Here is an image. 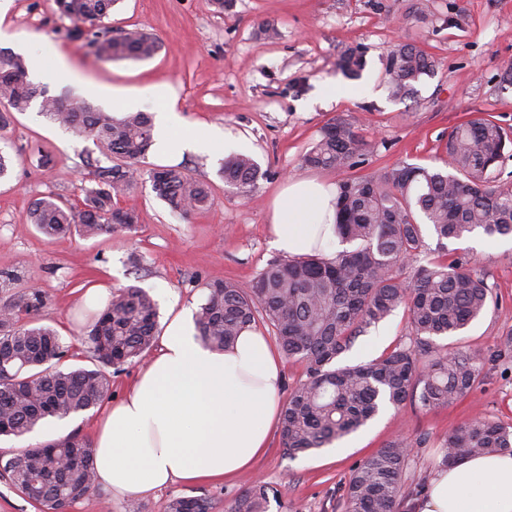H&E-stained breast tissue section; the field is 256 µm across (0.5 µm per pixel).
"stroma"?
Returning a JSON list of instances; mask_svg holds the SVG:
<instances>
[{
  "mask_svg": "<svg viewBox=\"0 0 512 512\" xmlns=\"http://www.w3.org/2000/svg\"><path fill=\"white\" fill-rule=\"evenodd\" d=\"M413 0H232L224 15L211 0H119L107 24L144 28L162 41L147 61L104 62L85 40L69 35L70 20L53 0H0V45L26 58L52 43L67 65L43 79L50 94L82 98L90 86L101 93L92 104L111 110L112 93H133L137 109L155 113L153 85L177 93L182 125L206 123L224 132L227 148L252 155L266 176L254 198L225 187L221 156L187 154L181 166L209 184L207 208L181 216L158 199L148 177L118 198L134 211V233L94 238L71 234L49 239L28 224L32 203L49 193L79 203L89 184V162L102 155L92 140L81 139L50 122L38 107L16 114L0 137V151L18 156L11 179L0 182V305L40 288L45 305L41 323L54 327L72 351L73 366H90L73 307L86 289L135 286L157 301L161 317L197 311L204 284L229 279L250 289L257 274L279 253L267 233L271 200L288 179L311 177L338 184L342 177H366L399 163L436 166L442 145L456 125L492 117L512 132V84L501 82L512 68V0H428L426 18L412 16ZM280 35L268 40L263 28ZM416 44L437 61L414 98L390 97L383 79L384 59L396 43ZM364 48L362 83L368 94L323 102L327 84H344L337 68L341 53ZM334 119L357 123L371 143L364 162L348 172L314 169L304 154L321 128ZM51 158L38 163L39 155ZM449 254L467 255L484 274L493 300L487 312L464 332L448 337L450 348L485 358L475 387L453 406L428 412L411 401L387 407L355 432L336 453L288 458L279 432L255 467L229 482L176 483L158 496L142 499L143 512H160L170 497L203 493L232 501L250 483L262 481L281 493L269 512H342L341 495L356 464L388 441L407 440L412 448L405 484L424 490L443 455L448 432L461 424L489 419L512 425V238L474 234L448 244ZM408 312L398 308L359 336L340 364L368 362L396 345L412 344Z\"/></svg>",
  "mask_w": 512,
  "mask_h": 512,
  "instance_id": "stroma-1",
  "label": "stroma"
}]
</instances>
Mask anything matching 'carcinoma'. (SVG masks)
<instances>
[{
    "label": "carcinoma",
    "instance_id": "carcinoma-1",
    "mask_svg": "<svg viewBox=\"0 0 512 512\" xmlns=\"http://www.w3.org/2000/svg\"><path fill=\"white\" fill-rule=\"evenodd\" d=\"M118 0H54L56 12L73 24L103 61H146L161 41L139 28L104 26ZM366 66L365 51L344 52L339 69L356 79ZM436 68L435 59L412 43H398L385 57L388 90L411 98ZM39 103L50 121L93 140L111 161L92 166L90 186L74 205L50 193L37 200L28 223L52 239L72 231L84 237L136 229L137 215L117 206L120 194L148 175L157 196L172 211L189 215L211 203L209 186L179 166L143 172L141 163L154 142L145 112L116 117L83 99L55 96L28 79L24 55L0 49V132L16 112ZM369 143L353 123L336 119L321 129L304 155L312 168L351 169L363 161ZM512 158V136L490 119L461 123L448 134L441 167L397 164L366 178L338 183L337 229L354 245L331 258L273 259L250 291L231 280L206 284L195 318L196 336L224 350L239 333L263 317L273 327L281 352L304 364L307 378L291 392L279 429L284 453L294 459L328 448L374 419L380 405L400 406L416 398L432 411L449 407L474 388L483 369L476 352L449 349L438 340L455 336L487 310L492 299L485 278L464 256H432L422 226H431L438 248L480 233L512 235V185L493 179ZM224 185L252 197L265 176L246 153L224 156ZM410 270V280L402 279ZM45 295L31 288L0 307V436L23 437L49 417L67 418L101 404L112 391L110 369L145 357L153 347L159 312L151 296L129 286L112 294L87 335L93 367H66L68 347L39 322ZM407 309L414 339L367 363L336 366L355 339L398 307ZM410 444L397 439L361 461L344 489L345 512H404L410 492L405 474ZM443 461L452 463L488 451L512 452V426L477 419L448 432ZM26 501L42 512L66 509L95 487L92 445L71 435L35 448H22L0 462ZM280 492L254 481L231 503L213 496L169 499L164 512H268Z\"/></svg>",
    "mask_w": 512,
    "mask_h": 512
}]
</instances>
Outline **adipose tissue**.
Masks as SVG:
<instances>
[{"label": "adipose tissue", "instance_id": "ef3b65f1", "mask_svg": "<svg viewBox=\"0 0 512 512\" xmlns=\"http://www.w3.org/2000/svg\"><path fill=\"white\" fill-rule=\"evenodd\" d=\"M158 125L154 156L178 161L187 151L220 152L224 141L205 124L178 125L176 96L153 87ZM335 185L290 179L273 200L271 245L292 258L341 250ZM278 354L268 338L244 329L218 352L195 336L185 312L169 318L160 346L126 395L96 422V481L113 497L146 498L177 483L221 481L250 470L268 446L281 410ZM416 512H512V454L492 452L438 465Z\"/></svg>", "mask_w": 512, "mask_h": 512}]
</instances>
